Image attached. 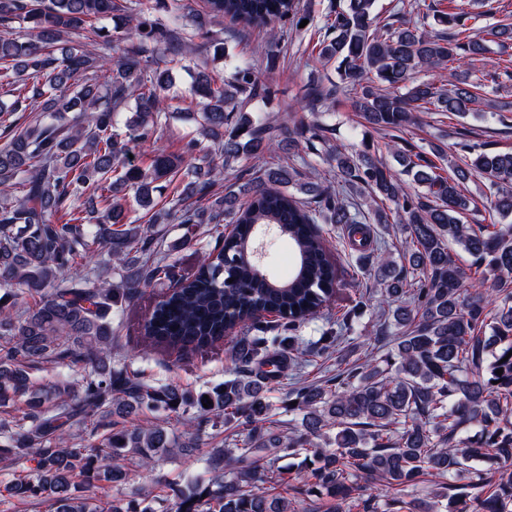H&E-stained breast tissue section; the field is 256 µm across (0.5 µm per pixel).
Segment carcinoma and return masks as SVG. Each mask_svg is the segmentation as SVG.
<instances>
[{"instance_id": "obj_1", "label": "carcinoma", "mask_w": 512, "mask_h": 512, "mask_svg": "<svg viewBox=\"0 0 512 512\" xmlns=\"http://www.w3.org/2000/svg\"><path fill=\"white\" fill-rule=\"evenodd\" d=\"M375 3L344 0L323 18L313 52L320 66H336L339 82L307 76L309 121L299 125L309 136L290 162L251 173L244 161L279 156L288 131L252 111L267 94L257 59L280 52L287 23L311 19L301 0H199L188 10L181 0H155L168 22L151 15L149 0H0V87L11 97L0 102V458L21 472L6 486L10 498L49 512H154L147 499L123 493L135 469L173 448L194 456L205 428L225 426L237 433L208 453L212 477L173 490L166 512H319V500L325 512H512V224L496 220L512 214V151L465 144L457 156L436 145L428 157L394 138L386 149L424 188L411 194L369 145L350 152L331 144L323 121L341 96L385 135L419 124L422 112L481 116L508 106L483 91L512 82V59L462 70L448 88L415 73L512 42V22L496 19L504 0H480L477 13L466 0L452 12L431 5V25L408 18L405 0L382 24ZM219 18L268 29L255 57L229 59L224 40L208 31ZM114 19L123 29L116 41L103 33ZM188 30L209 37L224 76L187 64L195 51ZM177 66L196 70L190 95L201 111L188 116L198 136L140 165L129 154L176 110ZM14 112L35 116L18 124L7 119ZM321 164L339 186L304 180ZM229 172L251 180L214 193ZM473 178L490 198L486 224L462 221L478 210L465 188ZM90 189L104 193L100 216L83 215ZM361 189L366 212L349 201ZM130 193L150 224L206 225L213 247L193 277L159 296L142 333L200 355L240 334L227 351L235 377L221 385L156 382L114 349L112 307L174 278L157 238L130 220ZM373 223L399 225L400 260L371 259L383 250ZM262 224L294 246L286 280L264 278L241 256ZM322 224L342 225L351 246L368 250L365 272L382 299L358 363L318 383L304 379L309 359L298 337L269 343L256 332L262 315L293 331L328 307L339 267ZM459 250L469 267L457 263ZM96 252L105 259L84 265ZM336 325V335L322 337L326 348L351 331L346 317ZM47 363L73 373L37 387L32 374ZM278 386L287 387L283 403L301 415V428L273 419L269 393ZM19 401L20 414H11ZM144 408L174 417L181 433L166 420L134 424ZM256 449L267 451L265 461ZM283 460L303 472L291 499L265 487L278 483ZM101 482L117 491L112 501L88 493Z\"/></svg>"}]
</instances>
